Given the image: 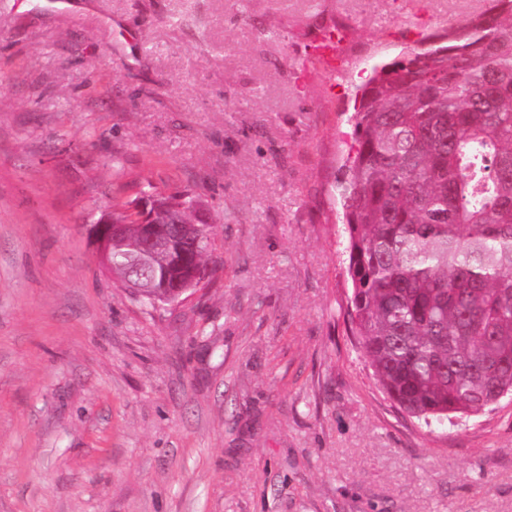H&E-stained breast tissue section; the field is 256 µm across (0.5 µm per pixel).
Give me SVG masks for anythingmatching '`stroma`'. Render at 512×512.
Segmentation results:
<instances>
[{"instance_id": "35a3bbf8", "label": "stroma", "mask_w": 512, "mask_h": 512, "mask_svg": "<svg viewBox=\"0 0 512 512\" xmlns=\"http://www.w3.org/2000/svg\"><path fill=\"white\" fill-rule=\"evenodd\" d=\"M406 2L0 0V512H512V399L425 427L346 313L356 87L485 6ZM118 174L205 208L187 301L99 265ZM319 48H311L309 59L303 62L304 67H308L309 63L317 64L332 71L336 67V37L335 35H327L320 38Z\"/></svg>"}]
</instances>
